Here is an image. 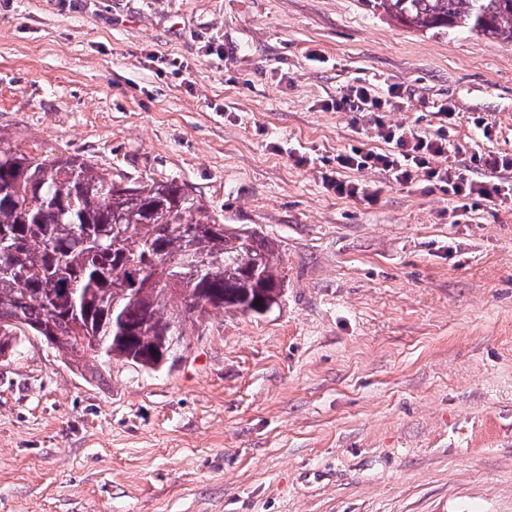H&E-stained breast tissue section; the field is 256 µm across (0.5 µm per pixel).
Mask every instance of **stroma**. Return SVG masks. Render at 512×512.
<instances>
[{
  "label": "stroma",
  "instance_id": "stroma-1",
  "mask_svg": "<svg viewBox=\"0 0 512 512\" xmlns=\"http://www.w3.org/2000/svg\"><path fill=\"white\" fill-rule=\"evenodd\" d=\"M393 84L384 115L331 107ZM381 121L462 166L512 157V43L363 0H0L1 137L176 180L274 238L286 277L169 370L23 337L0 359V512H512V204L373 169L336 196L330 160L383 149Z\"/></svg>",
  "mask_w": 512,
  "mask_h": 512
}]
</instances>
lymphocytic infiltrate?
I'll return each instance as SVG.
<instances>
[{"instance_id": "obj_1", "label": "lymphocytic infiltrate", "mask_w": 512, "mask_h": 512, "mask_svg": "<svg viewBox=\"0 0 512 512\" xmlns=\"http://www.w3.org/2000/svg\"><path fill=\"white\" fill-rule=\"evenodd\" d=\"M379 136L386 148L382 151L358 146L338 153L336 173L324 175L323 180L341 198H356L364 193L360 184L342 178L345 170L377 169L389 173L398 183L407 184L423 180L438 186L455 199L458 209L469 207L472 197L487 201L504 200L505 185L501 172L512 170V159L492 153L476 154L471 158L474 165L489 170L483 181L469 177L461 168L449 164L448 143L438 137H427L416 131L393 125L380 124Z\"/></svg>"}]
</instances>
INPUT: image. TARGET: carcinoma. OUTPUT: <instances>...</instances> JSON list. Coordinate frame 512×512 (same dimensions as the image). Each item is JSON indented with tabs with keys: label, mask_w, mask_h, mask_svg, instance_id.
<instances>
[{
	"label": "carcinoma",
	"mask_w": 512,
	"mask_h": 512,
	"mask_svg": "<svg viewBox=\"0 0 512 512\" xmlns=\"http://www.w3.org/2000/svg\"><path fill=\"white\" fill-rule=\"evenodd\" d=\"M420 31H465L512 43V0H365ZM175 180L122 185L77 156L52 161L0 137V358L25 331L76 359L172 367L183 336L218 310L243 315L281 296L278 246L252 227L203 215ZM195 253L203 269L171 284L159 272ZM79 284L76 293L68 291Z\"/></svg>",
	"instance_id": "obj_1"
}]
</instances>
